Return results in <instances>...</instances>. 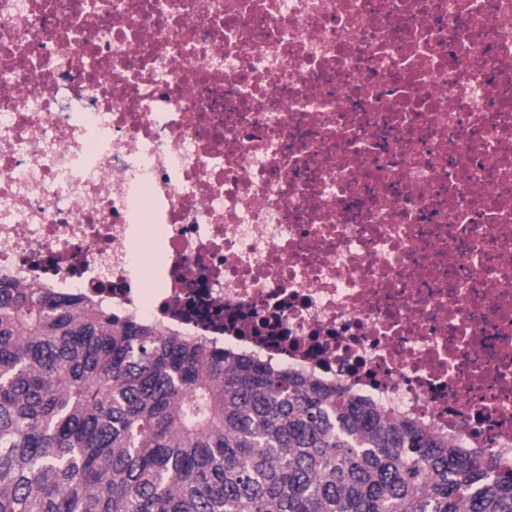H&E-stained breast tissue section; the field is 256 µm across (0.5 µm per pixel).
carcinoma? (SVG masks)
<instances>
[{
	"label": "carcinoma",
	"instance_id": "1",
	"mask_svg": "<svg viewBox=\"0 0 512 512\" xmlns=\"http://www.w3.org/2000/svg\"><path fill=\"white\" fill-rule=\"evenodd\" d=\"M0 512H512V469L338 385L1 278Z\"/></svg>",
	"mask_w": 512,
	"mask_h": 512
}]
</instances>
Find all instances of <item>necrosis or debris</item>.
I'll use <instances>...</instances> for the list:
<instances>
[{"label":"necrosis or debris","mask_w":512,"mask_h":512,"mask_svg":"<svg viewBox=\"0 0 512 512\" xmlns=\"http://www.w3.org/2000/svg\"><path fill=\"white\" fill-rule=\"evenodd\" d=\"M0 278L512 469V0H0Z\"/></svg>","instance_id":"1"}]
</instances>
